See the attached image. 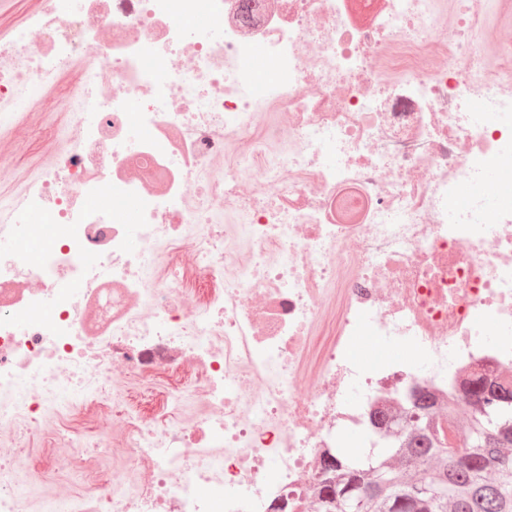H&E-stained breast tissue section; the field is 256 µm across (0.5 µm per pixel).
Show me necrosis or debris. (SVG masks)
Returning <instances> with one entry per match:
<instances>
[{
  "label": "necrosis or debris",
  "instance_id": "4bbe7bcc",
  "mask_svg": "<svg viewBox=\"0 0 512 512\" xmlns=\"http://www.w3.org/2000/svg\"><path fill=\"white\" fill-rule=\"evenodd\" d=\"M46 95L0 196V512H319L374 417L512 384V0H37L0 153Z\"/></svg>",
  "mask_w": 512,
  "mask_h": 512
}]
</instances>
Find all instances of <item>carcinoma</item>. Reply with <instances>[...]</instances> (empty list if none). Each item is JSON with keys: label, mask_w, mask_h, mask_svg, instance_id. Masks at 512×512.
I'll return each instance as SVG.
<instances>
[{"label": "carcinoma", "mask_w": 512, "mask_h": 512, "mask_svg": "<svg viewBox=\"0 0 512 512\" xmlns=\"http://www.w3.org/2000/svg\"><path fill=\"white\" fill-rule=\"evenodd\" d=\"M512 388L488 384L482 379L471 383L468 401L477 410L464 433L486 425V414L506 405ZM414 422L398 448L403 467L387 466L391 485L366 499L363 512H512V412L499 416L473 446L456 451L426 425L429 399L414 402ZM382 460L366 465L345 457L322 460L323 473L317 498L321 512H332L336 497L355 486L366 489L376 482V468ZM444 489L445 498L433 499L422 493L418 481Z\"/></svg>", "instance_id": "carcinoma-1"}]
</instances>
